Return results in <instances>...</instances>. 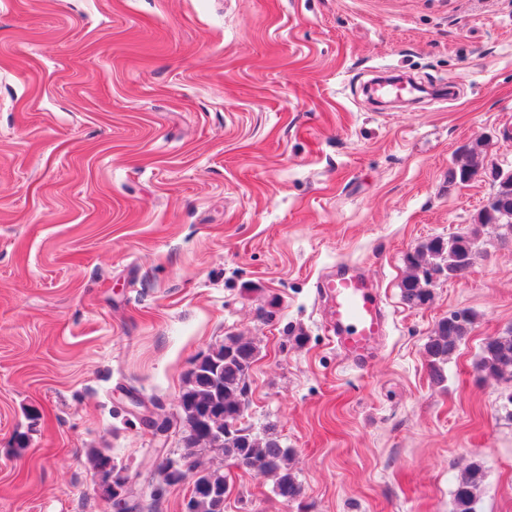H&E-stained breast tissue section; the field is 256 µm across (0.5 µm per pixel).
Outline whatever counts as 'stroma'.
<instances>
[{"instance_id":"obj_1","label":"stroma","mask_w":512,"mask_h":512,"mask_svg":"<svg viewBox=\"0 0 512 512\" xmlns=\"http://www.w3.org/2000/svg\"><path fill=\"white\" fill-rule=\"evenodd\" d=\"M477 141L485 174L449 186ZM498 168L512 0H0V512H115L92 450L137 512H184L191 482L154 495L157 468L185 451L186 373L235 335L259 347L241 424L293 448L309 512H451L477 458L479 512H512V418L474 368L512 329V236L483 227L430 304L400 292ZM340 264L385 305L364 364L330 323ZM461 309L479 318L434 384L424 344ZM196 460L224 512H298ZM91 454L94 463L99 464L95 468V474L98 477V489L103 495L112 500L118 512H133L134 509L129 506V501L134 497L135 492L129 479L123 476L119 485H115L112 482V463L100 464L110 458L99 451H92Z\"/></svg>"}]
</instances>
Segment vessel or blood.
I'll use <instances>...</instances> for the list:
<instances>
[{
    "instance_id": "b4317fda",
    "label": "vessel or blood",
    "mask_w": 512,
    "mask_h": 512,
    "mask_svg": "<svg viewBox=\"0 0 512 512\" xmlns=\"http://www.w3.org/2000/svg\"><path fill=\"white\" fill-rule=\"evenodd\" d=\"M325 288L333 301L336 344L349 355L366 359L386 334L383 301L373 285L345 269L337 270Z\"/></svg>"
}]
</instances>
